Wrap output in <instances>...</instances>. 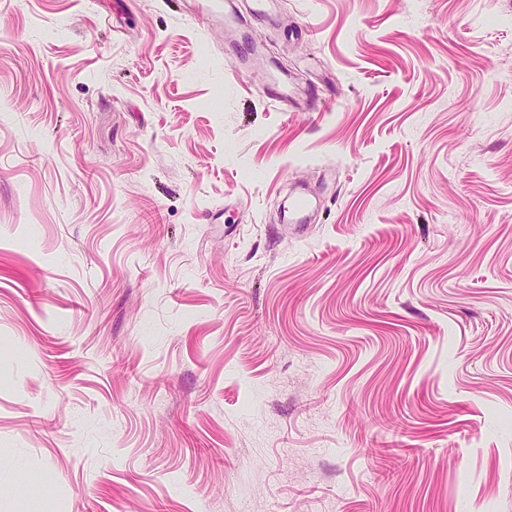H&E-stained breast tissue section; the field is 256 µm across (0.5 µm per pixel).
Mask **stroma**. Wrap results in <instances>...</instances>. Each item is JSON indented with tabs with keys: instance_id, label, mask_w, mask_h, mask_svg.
Masks as SVG:
<instances>
[{
	"instance_id": "obj_1",
	"label": "stroma",
	"mask_w": 512,
	"mask_h": 512,
	"mask_svg": "<svg viewBox=\"0 0 512 512\" xmlns=\"http://www.w3.org/2000/svg\"><path fill=\"white\" fill-rule=\"evenodd\" d=\"M213 2L0 0V512H512V0Z\"/></svg>"
}]
</instances>
